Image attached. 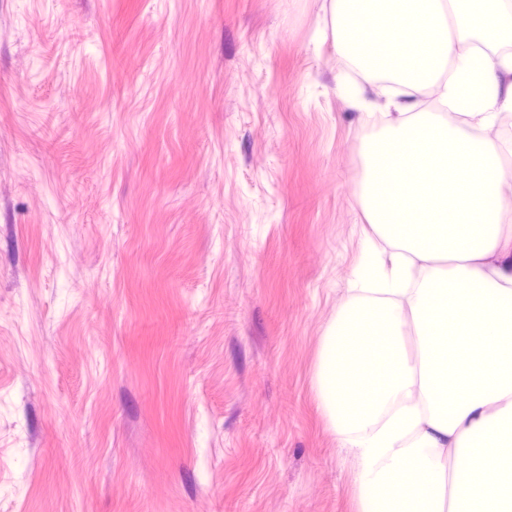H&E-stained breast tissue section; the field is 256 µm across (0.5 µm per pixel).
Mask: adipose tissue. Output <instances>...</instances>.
<instances>
[{
    "label": "adipose tissue",
    "mask_w": 512,
    "mask_h": 512,
    "mask_svg": "<svg viewBox=\"0 0 512 512\" xmlns=\"http://www.w3.org/2000/svg\"><path fill=\"white\" fill-rule=\"evenodd\" d=\"M330 19L395 112L359 195L382 275L339 304L316 373L357 512H512V0H330Z\"/></svg>",
    "instance_id": "adipose-tissue-1"
}]
</instances>
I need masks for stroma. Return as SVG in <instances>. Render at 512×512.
<instances>
[{
    "label": "stroma",
    "instance_id": "obj_1",
    "mask_svg": "<svg viewBox=\"0 0 512 512\" xmlns=\"http://www.w3.org/2000/svg\"><path fill=\"white\" fill-rule=\"evenodd\" d=\"M329 0H0V512H356L320 342L383 106Z\"/></svg>",
    "mask_w": 512,
    "mask_h": 512
}]
</instances>
